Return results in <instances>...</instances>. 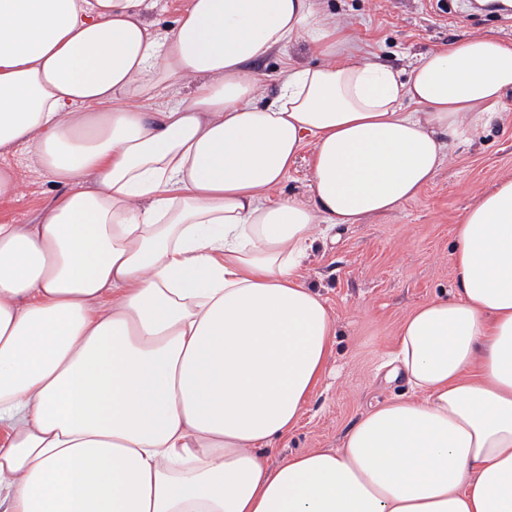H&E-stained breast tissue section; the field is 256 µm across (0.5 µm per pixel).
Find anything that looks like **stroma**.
Here are the masks:
<instances>
[{
	"label": "stroma",
	"instance_id": "stroma-1",
	"mask_svg": "<svg viewBox=\"0 0 512 512\" xmlns=\"http://www.w3.org/2000/svg\"><path fill=\"white\" fill-rule=\"evenodd\" d=\"M320 11L351 29L362 59L408 69L414 59L449 41L494 35L512 44V17L471 10L467 0H317ZM305 42L253 63L262 97L277 91L288 66L313 63ZM19 178L17 195L0 202V224H30L57 189L29 155L0 156V168ZM512 177V92L479 139L460 145L414 200L384 216L341 225L335 238L316 242L304 269L337 320L334 372L306 408L297 429L279 444L280 456L339 447L369 406L407 394L406 380L388 383L379 366L404 317L449 294L452 233L480 193Z\"/></svg>",
	"mask_w": 512,
	"mask_h": 512
}]
</instances>
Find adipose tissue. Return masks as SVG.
I'll return each instance as SVG.
<instances>
[{"mask_svg": "<svg viewBox=\"0 0 512 512\" xmlns=\"http://www.w3.org/2000/svg\"><path fill=\"white\" fill-rule=\"evenodd\" d=\"M301 40L322 63L259 101L251 62ZM511 89L496 37L402 75L314 0H188L168 28L146 0H0V155L59 190L0 224V512H512L510 177L399 327L409 395L270 461L334 357L315 241L415 199ZM305 152L309 199L273 198Z\"/></svg>", "mask_w": 512, "mask_h": 512, "instance_id": "1", "label": "adipose tissue"}]
</instances>
